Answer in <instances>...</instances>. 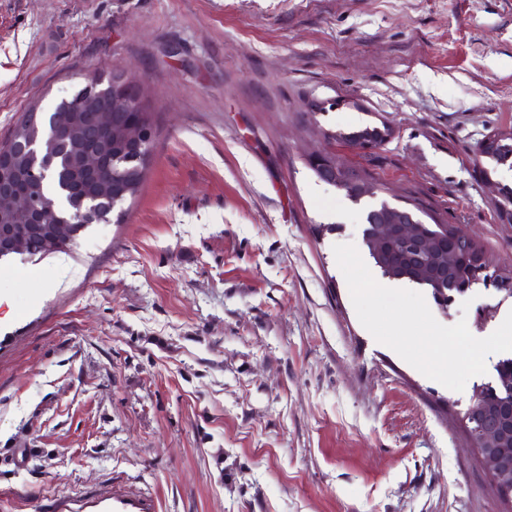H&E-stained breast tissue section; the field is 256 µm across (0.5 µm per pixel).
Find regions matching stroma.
<instances>
[{
  "mask_svg": "<svg viewBox=\"0 0 512 512\" xmlns=\"http://www.w3.org/2000/svg\"><path fill=\"white\" fill-rule=\"evenodd\" d=\"M116 71L155 114L139 194L0 262V512H501L461 414L512 298L441 309L362 232L419 203L512 269V170L478 153L512 128V0H0V141Z\"/></svg>",
  "mask_w": 512,
  "mask_h": 512,
  "instance_id": "1",
  "label": "stroma"
}]
</instances>
